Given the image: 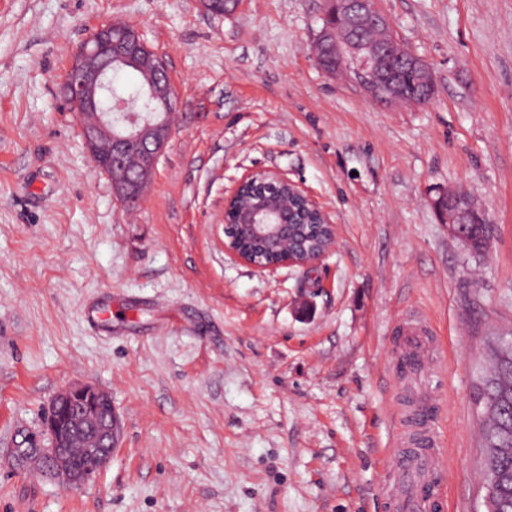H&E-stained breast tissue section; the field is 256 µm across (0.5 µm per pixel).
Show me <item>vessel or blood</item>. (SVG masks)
Listing matches in <instances>:
<instances>
[{"instance_id":"vessel-or-blood-1","label":"vessel or blood","mask_w":512,"mask_h":512,"mask_svg":"<svg viewBox=\"0 0 512 512\" xmlns=\"http://www.w3.org/2000/svg\"><path fill=\"white\" fill-rule=\"evenodd\" d=\"M398 330L405 338V362L419 380L434 373V358L427 341L429 326L420 320L400 321ZM407 431L402 440L407 455L396 458L392 467L396 481L392 493L397 512H435L438 506L434 472L439 456L436 439L424 417L415 411L406 414Z\"/></svg>"}]
</instances>
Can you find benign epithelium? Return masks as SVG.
I'll return each instance as SVG.
<instances>
[{
	"label": "benign epithelium",
	"instance_id": "7a95c632",
	"mask_svg": "<svg viewBox=\"0 0 512 512\" xmlns=\"http://www.w3.org/2000/svg\"><path fill=\"white\" fill-rule=\"evenodd\" d=\"M334 24L353 34L368 23L386 29L378 44L348 37L336 42V53L349 54L357 84L373 100L393 106L403 103L394 81H378L371 69H380L393 59V51L407 53L420 83L434 88L429 68L398 39L380 5V0H328ZM125 64H137L150 52L163 74H168L161 55L154 52L135 27L120 22L98 26L87 38L60 85L77 114L79 128L93 160L107 173L118 200L130 205L145 195L152 174L172 137L169 121L154 113L143 120L131 118L117 127L112 113L100 106L104 89L112 79V49ZM448 224L459 236V226L484 219L476 200L465 190L436 201ZM224 247L237 259L259 269L282 266L308 267L317 263L334 245V225L326 213L298 186L282 176L259 171L241 180L224 204ZM253 250L242 251V244ZM49 445L10 449L11 464L20 473H40L52 478L67 476L77 488L92 480L107 465L117 447V419L110 394L94 385H70L51 400L42 422ZM83 446L81 457L70 448Z\"/></svg>",
	"mask_w": 512,
	"mask_h": 512
}]
</instances>
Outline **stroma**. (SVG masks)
<instances>
[{"instance_id": "35a3bbf8", "label": "stroma", "mask_w": 512, "mask_h": 512, "mask_svg": "<svg viewBox=\"0 0 512 512\" xmlns=\"http://www.w3.org/2000/svg\"><path fill=\"white\" fill-rule=\"evenodd\" d=\"M435 80L392 107L325 74V0H0V512H393L408 402L440 447L442 512H485L480 382L512 340V0H381ZM141 31L178 94L144 199L120 204L59 78L102 23ZM258 171L336 226L313 268L224 250V200ZM493 227L469 252L436 199ZM99 310V324L88 314ZM424 318L433 396L399 319ZM76 383L121 442L86 486L17 473Z\"/></svg>"}]
</instances>
